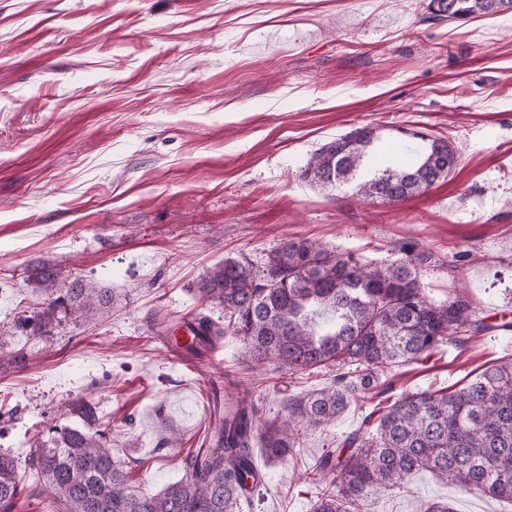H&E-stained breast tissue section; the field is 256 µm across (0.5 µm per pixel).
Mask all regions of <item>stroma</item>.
I'll list each match as a JSON object with an SVG mask.
<instances>
[{"mask_svg": "<svg viewBox=\"0 0 512 512\" xmlns=\"http://www.w3.org/2000/svg\"><path fill=\"white\" fill-rule=\"evenodd\" d=\"M423 0H0V333L26 369L0 373V448L56 425L72 403L103 418L133 487L180 480L213 419L210 381L254 387L262 418L331 384L333 368L249 369L224 337L194 365L158 334L221 307L195 286L227 258L262 267L292 238L384 268L416 243L428 301L468 299L485 332L457 335L392 367L382 392L325 429H299L292 456L255 448L264 484L242 512H310L316 463L401 394L453 391L484 364L512 360V12L429 21ZM374 128L381 151L413 132L449 139L451 175L400 201L301 173L325 143ZM117 289L108 313L70 316L50 340L16 323L38 299L41 266ZM181 442L162 444V423ZM512 512L420 471L377 496L374 512Z\"/></svg>", "mask_w": 512, "mask_h": 512, "instance_id": "1", "label": "stroma"}]
</instances>
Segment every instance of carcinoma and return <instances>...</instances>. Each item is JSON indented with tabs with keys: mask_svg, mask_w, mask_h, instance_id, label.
Segmentation results:
<instances>
[{
	"mask_svg": "<svg viewBox=\"0 0 512 512\" xmlns=\"http://www.w3.org/2000/svg\"><path fill=\"white\" fill-rule=\"evenodd\" d=\"M455 20L512 11V0H428V18L444 21L443 2ZM422 141L416 159L364 174L376 139L365 126L324 144L302 171L322 187L358 181L357 193L400 200L446 179L458 162L447 139L415 133ZM430 254L410 247L406 257L385 269L351 256L331 254L310 239H292L274 251L261 273L228 258L200 278L204 303L224 308V323L199 314L196 320L212 346L226 336L243 342L255 364L266 362L291 373L324 365H357L350 379L341 373L332 385L284 403V416L260 422L254 391L226 379L227 402L215 397L208 447L185 460L181 480L159 494L130 488L120 461L103 441L97 407H73L84 426L53 427L43 441H28L24 460L31 482L20 473L19 457L0 448V512H14L21 496L41 500L45 512H239L241 503L263 485L253 466L255 445L272 459L296 448V428L336 422L354 402L378 388L384 369L416 361L450 337L482 331L468 301L429 303L416 268ZM60 272L35 270L27 280L40 307L19 320L29 339L56 336L62 319H93L112 306L115 289L73 280L58 287ZM28 355L0 334V369L23 368ZM366 433L348 436L343 447L323 454V477L311 512H361L386 487L419 471L431 472L465 492L512 501V362L485 367L465 387L401 395Z\"/></svg>",
	"mask_w": 512,
	"mask_h": 512,
	"instance_id": "cac0c4a2",
	"label": "carcinoma"
}]
</instances>
